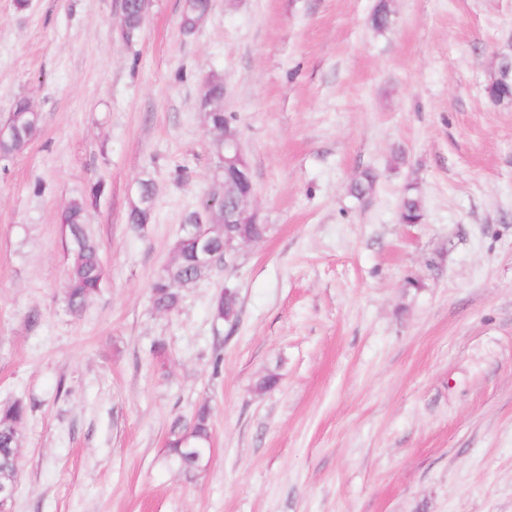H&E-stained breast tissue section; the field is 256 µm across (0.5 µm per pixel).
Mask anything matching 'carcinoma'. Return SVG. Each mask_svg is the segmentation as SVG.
I'll use <instances>...</instances> for the list:
<instances>
[{"mask_svg":"<svg viewBox=\"0 0 512 512\" xmlns=\"http://www.w3.org/2000/svg\"><path fill=\"white\" fill-rule=\"evenodd\" d=\"M209 0H185L182 27L193 28L194 22L207 15ZM124 36L131 40L142 24L140 2L127 0L124 7ZM376 31H383L390 24L387 0H379L370 20ZM488 97L495 104H512V80L496 79L488 87ZM40 119L32 118L24 133L15 140L0 143V163L10 161L21 153L36 135ZM236 200L229 195L225 199L211 194L204 196L198 206L190 210L184 219L186 224H203L215 246L224 245V209L235 208ZM88 201L84 197L71 199L61 215V233L70 258L67 271L66 305L69 312L80 315L88 301L102 288L105 268L98 245L87 234ZM153 219V189L149 182L141 184L139 197L128 214V223L139 231ZM400 220L404 224H419L423 220L420 202L413 196L403 198ZM173 259L154 279L150 290L152 309L158 313H169L178 308L182 290L197 285L207 275L201 268L196 235L181 228L173 248ZM213 311L221 319L232 318L237 311L235 291L219 293ZM27 406L21 400L0 407V484H18L16 456L19 450L20 427L26 417ZM165 447L174 462L187 473L203 471L209 463L213 447V431L210 408L203 404L188 422L178 418L168 430Z\"/></svg>","mask_w":512,"mask_h":512,"instance_id":"obj_1","label":"carcinoma"}]
</instances>
